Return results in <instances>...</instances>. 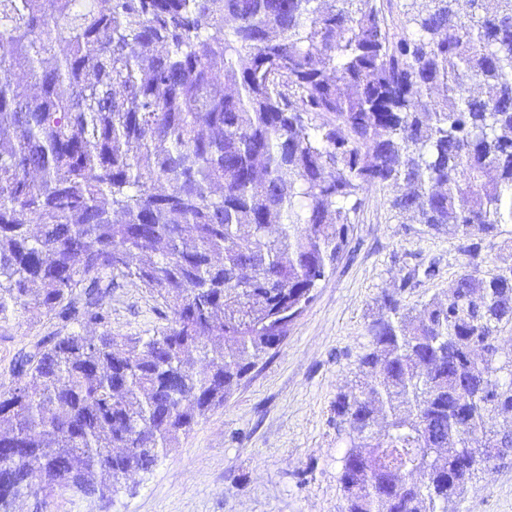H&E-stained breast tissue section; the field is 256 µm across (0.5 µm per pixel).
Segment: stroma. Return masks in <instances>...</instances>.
<instances>
[{"label":"stroma","instance_id":"obj_1","mask_svg":"<svg viewBox=\"0 0 512 512\" xmlns=\"http://www.w3.org/2000/svg\"><path fill=\"white\" fill-rule=\"evenodd\" d=\"M397 193L380 185L365 191L343 255L289 325L286 340L151 471L124 480L111 500L60 491L41 507L25 500L17 512H344L337 481L344 440L333 405L354 379L379 299L395 293L405 307L421 308L467 262L456 238L392 211ZM156 307L143 288L124 281L108 305L113 335L159 333L167 322ZM69 332L51 314L0 321V383L15 381L21 352ZM464 508L512 512V464L482 474Z\"/></svg>","mask_w":512,"mask_h":512}]
</instances>
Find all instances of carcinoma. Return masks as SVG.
I'll return each mask as SVG.
<instances>
[{"instance_id":"carcinoma-1","label":"carcinoma","mask_w":512,"mask_h":512,"mask_svg":"<svg viewBox=\"0 0 512 512\" xmlns=\"http://www.w3.org/2000/svg\"><path fill=\"white\" fill-rule=\"evenodd\" d=\"M466 3L394 32L377 0H0V320L75 326L0 385V512L151 471L288 334L367 187L472 260L512 224V0ZM509 271L382 296L334 402L345 512H447L512 463ZM126 280L160 334L108 329Z\"/></svg>"}]
</instances>
